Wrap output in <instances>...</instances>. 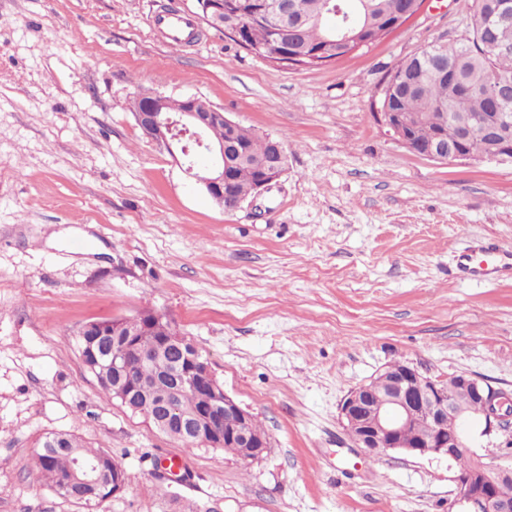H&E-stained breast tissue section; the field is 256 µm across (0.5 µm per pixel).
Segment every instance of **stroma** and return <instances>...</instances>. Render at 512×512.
I'll return each mask as SVG.
<instances>
[{"instance_id":"stroma-1","label":"stroma","mask_w":512,"mask_h":512,"mask_svg":"<svg viewBox=\"0 0 512 512\" xmlns=\"http://www.w3.org/2000/svg\"><path fill=\"white\" fill-rule=\"evenodd\" d=\"M470 5L426 0L357 52L286 68L213 29L183 47L151 29L194 0H0V512H87L31 481L52 432L125 469L95 512H448L455 461L366 456L338 406L396 361L512 391V280L449 274L468 239L512 249V163L423 158L373 118L395 65L459 38ZM141 91L283 139L286 172L224 211L142 135ZM144 311L261 423V459L185 448L101 390L80 327ZM482 429L463 420L470 450L512 463V421ZM172 454L188 480L158 477Z\"/></svg>"}]
</instances>
